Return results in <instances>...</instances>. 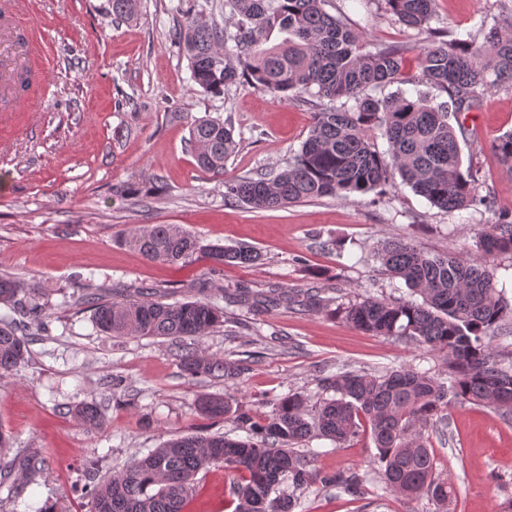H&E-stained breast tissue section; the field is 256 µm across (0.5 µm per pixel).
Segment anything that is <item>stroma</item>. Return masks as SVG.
I'll list each match as a JSON object with an SVG mask.
<instances>
[{"mask_svg": "<svg viewBox=\"0 0 512 512\" xmlns=\"http://www.w3.org/2000/svg\"><path fill=\"white\" fill-rule=\"evenodd\" d=\"M326 10L375 42L406 47V73L421 84L418 53L426 30L402 25L382 0H328ZM231 28L224 0H142L137 21L112 18L109 0H30L20 21L0 24V98L42 60L35 98L0 112V275L37 287L40 327H24L27 361L0 378V428L10 455L37 453L35 472L0 488V512H88L89 471L114 472L134 456L181 434L242 432L232 415L208 419L199 399L223 394L256 415L298 392L316 404L322 376L338 369L377 373L404 365L443 370L437 352L409 340L370 336L324 311L281 305L259 314L236 294L315 288L347 300L364 293L400 298L373 252L404 238L431 253L472 259L477 236L499 214L512 213V167L491 148L512 130V89L478 90L477 106L460 117L464 164L478 172L477 191L495 211L447 213L410 187L310 199L278 210L224 200V183L284 167L307 138L312 108L283 101L241 82L221 96L190 80L176 39L183 13ZM512 23V0H437L432 27L449 39ZM180 120H170V113ZM230 120L239 147L223 176L198 167L188 142L195 120ZM159 177L161 191L134 199L113 194L131 178ZM151 224H181L202 242L251 246L250 266H215L195 257L171 265L121 244L123 233ZM204 283L223 307L224 324L198 347L243 365L232 380L189 379L166 339L112 337L95 327L84 299L121 288H151L173 303ZM101 404L106 423L87 431L76 405ZM444 429L428 430L438 473L456 490L455 512H512V415L484 405L449 406ZM324 472L371 473L374 444L363 434L337 448L327 440L299 443ZM194 512H224L223 468L198 476ZM296 512H432L426 498L379 495L367 482L359 497L315 486Z\"/></svg>", "mask_w": 512, "mask_h": 512, "instance_id": "obj_1", "label": "stroma"}]
</instances>
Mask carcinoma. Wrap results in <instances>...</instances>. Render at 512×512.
<instances>
[{"label": "carcinoma", "instance_id": "1", "mask_svg": "<svg viewBox=\"0 0 512 512\" xmlns=\"http://www.w3.org/2000/svg\"><path fill=\"white\" fill-rule=\"evenodd\" d=\"M327 0H224L235 32L199 14H184L178 43L189 63L190 79L204 92L221 96L246 80L290 101L309 96L315 107L308 137L288 167L275 175L245 176L224 183V199L255 209H275L322 197H346L394 186V175L447 213L482 206L495 210L490 196L475 189L471 169H463L455 129L459 116L472 109L476 89L512 85V28L497 29L478 41L467 34L447 46L431 43L419 53L429 88L408 96L405 53L399 45L366 40L325 10ZM387 12L404 25L424 28L434 16L435 0H383ZM112 17H138L141 0H111ZM394 86L396 90L377 95ZM446 99H439L440 95ZM340 105H335V102ZM386 140L379 150L377 137ZM190 142L198 166L224 175L235 153L232 126L219 119L197 120ZM492 149L512 166V131L492 142ZM159 191L156 179H138L116 188L135 197ZM124 245L150 261L186 262L197 253L222 264H252L260 253L250 247L201 244L180 224H152L123 238ZM484 256L512 255V216L501 214L479 239ZM374 257L411 291L409 299L363 296L336 306L346 322L373 336L412 340L445 357L438 374L400 367L383 374L340 369L320 379L329 397L309 413L307 398L290 393L257 421L248 409L232 408L222 395L201 398L200 411L216 418L232 414L246 437L189 433L171 438L135 457L101 481L91 480L89 512H189L198 474L212 466L232 477L233 512H294L296 491L317 484L355 496L365 482L356 472L322 473L314 459L295 445L312 436L343 445L367 430L375 444V481L401 497H425L432 512H453L456 492L436 473L425 432L441 420L450 404H483L512 410V361L497 358L489 340L512 306L497 288L484 261H465L451 252L429 253L405 239L384 243ZM31 288L0 276V304L29 325H41L42 307ZM282 302L324 309L329 300L308 288L293 295L244 296L256 313ZM86 303L96 327L110 336H145L177 344L185 375L233 378L243 368L202 349L183 345L224 323V309L196 288V297L174 303L155 292L112 299L91 296ZM28 343L13 319L0 322V377L25 362ZM77 421L92 431L102 427L97 403L74 410ZM37 455L15 457L0 465V485L36 471ZM292 492L287 493L283 484Z\"/></svg>", "mask_w": 512, "mask_h": 512}]
</instances>
